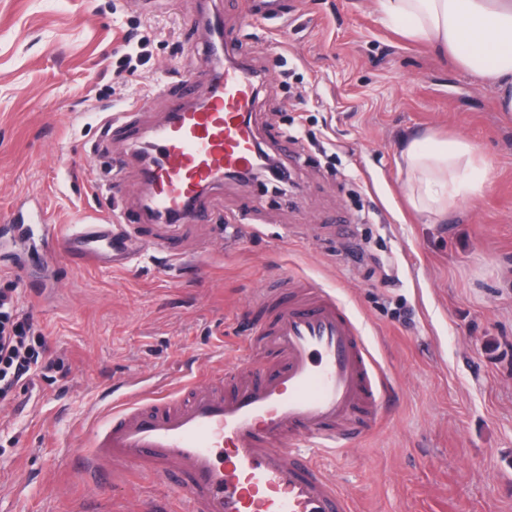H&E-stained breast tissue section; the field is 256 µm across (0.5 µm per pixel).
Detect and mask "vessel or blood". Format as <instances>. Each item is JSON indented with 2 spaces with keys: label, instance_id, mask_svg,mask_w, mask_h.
Returning a JSON list of instances; mask_svg holds the SVG:
<instances>
[{
  "label": "vessel or blood",
  "instance_id": "b4317fda",
  "mask_svg": "<svg viewBox=\"0 0 512 512\" xmlns=\"http://www.w3.org/2000/svg\"><path fill=\"white\" fill-rule=\"evenodd\" d=\"M246 18L274 20L282 0H246ZM206 83L181 77L180 92L160 88L166 120L147 134L151 158L140 168L145 191L137 214L76 224L66 233L43 227L44 259L75 267L122 268L131 259L133 223L199 222L198 201L225 173L256 160L251 115L256 81L247 64L230 61L233 33H205ZM131 110L110 115L107 139L134 137ZM271 321L255 331L280 360L264 372L251 346L239 350L223 378L151 386L126 399L91 429L96 466L149 468L184 475L192 512H350L345 495L312 459L326 448L345 450L367 437L385 384L359 325L328 290L300 284L274 302ZM233 389L223 393L224 381Z\"/></svg>",
  "mask_w": 512,
  "mask_h": 512
}]
</instances>
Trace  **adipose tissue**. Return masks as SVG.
Wrapping results in <instances>:
<instances>
[{"label": "adipose tissue", "mask_w": 512, "mask_h": 512, "mask_svg": "<svg viewBox=\"0 0 512 512\" xmlns=\"http://www.w3.org/2000/svg\"><path fill=\"white\" fill-rule=\"evenodd\" d=\"M384 22L447 52L463 71L493 86L512 112V0H376ZM412 208L440 215L482 195L490 165L464 138L412 139L401 155Z\"/></svg>", "instance_id": "1"}]
</instances>
